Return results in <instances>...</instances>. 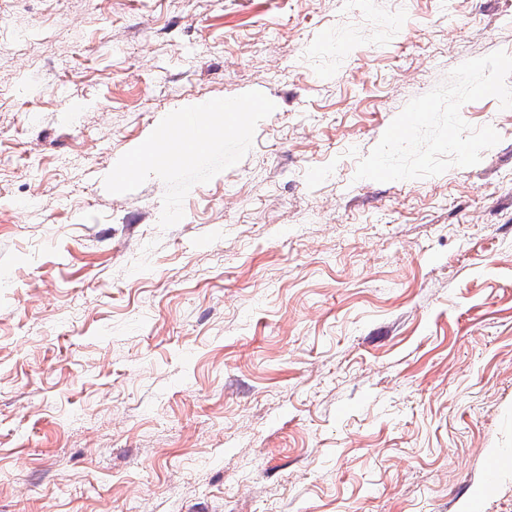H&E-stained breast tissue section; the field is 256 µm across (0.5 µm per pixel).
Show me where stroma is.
<instances>
[{
    "label": "stroma",
    "instance_id": "1",
    "mask_svg": "<svg viewBox=\"0 0 512 512\" xmlns=\"http://www.w3.org/2000/svg\"><path fill=\"white\" fill-rule=\"evenodd\" d=\"M512 0H0V512H512V108L358 162ZM275 111L159 225L167 114Z\"/></svg>",
    "mask_w": 512,
    "mask_h": 512
}]
</instances>
